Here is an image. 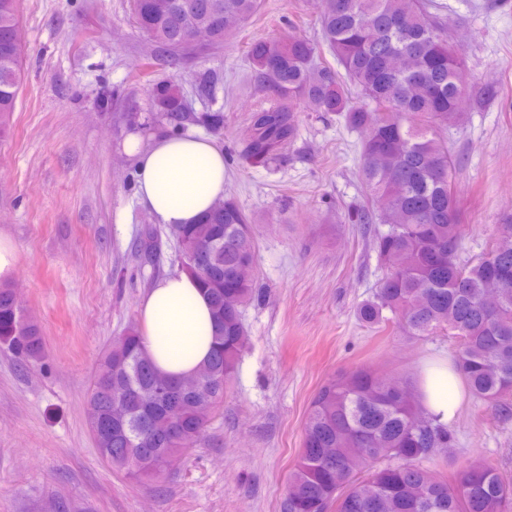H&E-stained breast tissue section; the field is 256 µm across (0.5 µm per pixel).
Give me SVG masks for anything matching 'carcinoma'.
<instances>
[{"label":"carcinoma","mask_w":512,"mask_h":512,"mask_svg":"<svg viewBox=\"0 0 512 512\" xmlns=\"http://www.w3.org/2000/svg\"><path fill=\"white\" fill-rule=\"evenodd\" d=\"M261 0H131L135 22L159 47L186 53L189 37L205 29L210 46H221L255 16ZM436 0H325L321 38L336 60H323L299 35L257 39L247 57L251 80L268 93L246 127L245 158L266 163L298 134L297 113L335 115L362 131L359 176L367 204L351 219L378 220L377 201L388 202V226L374 233L373 249L384 275L372 298L357 309L368 325L394 322L409 336L446 331L459 338L450 370L472 397L493 408L512 399V284L496 307L483 297L488 280L512 270V224L503 225L485 257L458 261L462 240L456 197V164L443 130L462 121L455 109L471 94L463 58L450 43ZM23 38L17 0H0V136L22 83ZM220 77L200 75L196 96L213 102ZM156 119L179 131L190 125L224 128V110L190 112L179 86L153 88ZM185 266L205 289L215 321V341L189 393L175 391L141 346L139 330L115 339L103 353L86 396L87 422L100 459L127 474L157 479L159 467L135 464L141 449L159 457L181 453L203 439L245 346L242 307L260 297L254 285V228L230 199L197 224L172 229ZM0 345L23 362L45 357L40 328L23 313L13 288L0 283ZM155 402L151 419L172 421L179 432L157 441L147 430L143 407ZM454 430L422 406L421 394L405 397L393 377L357 368L316 392L303 448L288 475L286 512H512V482L481 457L471 458L447 481L425 466L450 456ZM314 448H332L320 459Z\"/></svg>","instance_id":"carcinoma-1"}]
</instances>
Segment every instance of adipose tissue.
<instances>
[{"label": "adipose tissue", "mask_w": 512, "mask_h": 512, "mask_svg": "<svg viewBox=\"0 0 512 512\" xmlns=\"http://www.w3.org/2000/svg\"><path fill=\"white\" fill-rule=\"evenodd\" d=\"M125 151L136 161V195L156 223L168 228L198 223L224 197V151L207 136L162 135L142 144L130 136ZM142 346L174 379L195 374L207 360L214 326L198 282L184 274L157 281L140 304ZM422 404L443 424L456 416L459 398L448 393V369H425Z\"/></svg>", "instance_id": "obj_1"}]
</instances>
